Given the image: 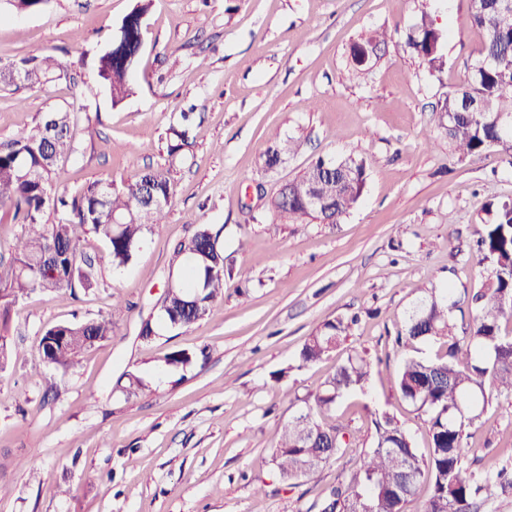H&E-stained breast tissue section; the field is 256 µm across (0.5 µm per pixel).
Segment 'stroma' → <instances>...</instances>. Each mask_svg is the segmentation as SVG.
Masks as SVG:
<instances>
[{"label":"stroma","mask_w":512,"mask_h":512,"mask_svg":"<svg viewBox=\"0 0 512 512\" xmlns=\"http://www.w3.org/2000/svg\"><path fill=\"white\" fill-rule=\"evenodd\" d=\"M136 0H48L17 12L0 0V66L51 54L68 79L0 85V144L47 112L80 113L75 152L60 182L68 193L96 180L169 169L174 196L164 224L135 262L114 269L106 246L86 236L98 288L79 296L34 293L15 306V345L0 370V512H314L355 470L373 441L372 413L395 416L427 448L428 413L403 401L395 380L404 355L432 358L443 346L396 349L405 314L424 291L482 288L490 272L472 249L489 201L512 200V166L498 149L449 157L436 105L464 85L486 35L465 22L468 0H152L144 45L120 105L84 100L96 60ZM447 33L440 80L405 44L421 13ZM388 39L365 74L353 42ZM192 112L191 145L167 152L168 129ZM300 137L297 155L273 171L268 147ZM362 160L366 186L340 224L274 218L279 188L320 157ZM224 229L236 269L201 321L143 341L157 315L175 246L198 225ZM132 309L108 342L67 371L35 349L46 325L108 311L114 295ZM358 315L351 336L323 361L297 367L303 342L323 321ZM174 349L197 354L165 365ZM368 353L366 393L335 409L357 445L290 487L268 462L279 428L348 355ZM139 370L147 388L117 386ZM473 467L512 457V398L493 397L473 427ZM62 484L51 496L44 488Z\"/></svg>","instance_id":"stroma-1"}]
</instances>
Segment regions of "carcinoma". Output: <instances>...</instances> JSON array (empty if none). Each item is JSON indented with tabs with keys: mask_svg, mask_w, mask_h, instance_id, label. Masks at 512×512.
I'll list each match as a JSON object with an SVG mask.
<instances>
[{
	"mask_svg": "<svg viewBox=\"0 0 512 512\" xmlns=\"http://www.w3.org/2000/svg\"><path fill=\"white\" fill-rule=\"evenodd\" d=\"M150 0H137L121 20L107 47L97 59L98 85L86 96L105 92L112 105L133 94L130 74L143 44V22ZM468 20L483 30L486 40L473 66L471 79L439 101V125L448 138V153L460 161L497 148L512 166V137L504 140L501 125L512 118V3L506 0H469ZM387 30L353 43L350 54L356 67L368 70L374 57L362 62L363 49L386 43ZM444 31L424 12L407 36V45L437 78L447 61ZM26 78L24 85L54 81L63 71L51 55L23 57L15 62ZM190 114L181 113L178 126L169 128L168 155L190 146ZM77 113L56 109L33 128L0 145V206L13 210L21 234L11 244L12 263L0 277V324L6 325L12 307L30 294L68 291L88 292L96 280L85 271L88 258L80 241L93 235L108 249L112 266L129 265L151 228L163 223L174 193L168 170L150 168L119 183L93 181L76 195L58 192L63 164L75 151ZM301 147L288 136L264 154L263 165L272 169ZM366 185L363 162L348 157L340 162L319 159L284 185L272 200L273 212L289 224H339L356 205ZM321 199L329 212L320 215L307 202ZM57 216L43 223L47 211ZM488 220L479 225V256L491 263L484 287L470 301V321L463 336L456 334L450 318L464 300L453 289L422 297L398 331L400 347L444 341L445 352L435 359L409 356L396 378L401 397L430 414L428 455H419L412 437L395 417L374 415L372 448L364 452L359 468L331 488L322 512H406L418 488L428 486L421 512H482V506L502 494H512V459L490 470L469 466L470 429L486 410L492 396L512 394V201L488 202ZM224 227L203 225L174 251L177 273L164 292L160 323L170 328L190 327L205 318L223 296L224 281L234 268L226 264ZM131 310L121 298L112 310L97 318L57 323L39 332L43 361L69 370L96 345L112 338L118 321ZM358 317L338 316L315 328L303 343L299 366L316 363L333 353L351 335ZM123 391L136 395L145 389L137 372L125 373ZM370 363L357 353L336 367V372L305 407L283 424L269 450V462L284 482L297 481L336 461L347 449L348 425L333 424L321 415L335 408L344 396L364 390Z\"/></svg>",
	"mask_w": 512,
	"mask_h": 512,
	"instance_id": "carcinoma-1",
	"label": "carcinoma"
}]
</instances>
